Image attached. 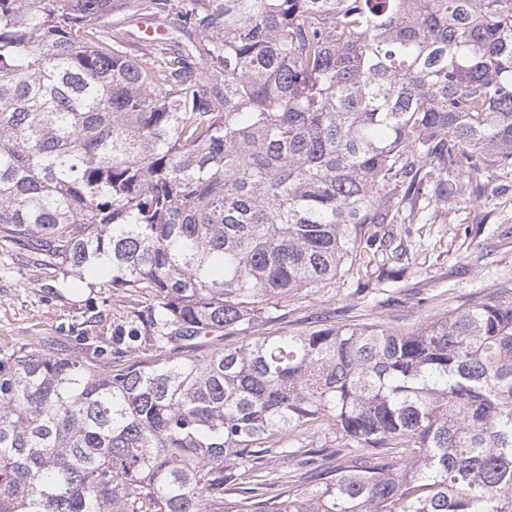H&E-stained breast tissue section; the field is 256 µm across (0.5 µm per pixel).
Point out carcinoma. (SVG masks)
I'll return each instance as SVG.
<instances>
[{"mask_svg":"<svg viewBox=\"0 0 512 512\" xmlns=\"http://www.w3.org/2000/svg\"><path fill=\"white\" fill-rule=\"evenodd\" d=\"M509 174L512 0H0V248L152 298L0 357V512H512V301L262 332ZM336 434L318 435L314 438L313 447L303 448V451H312L313 453L300 458L313 457L315 465H320L321 468H344L351 465V457L349 456L347 448H336ZM322 447V448H321ZM269 448L263 460L260 461L263 466H266L268 469L276 470V471H288V467L290 469H298V475L294 478V482L290 483L294 488L298 487L300 490L306 491V489H314L317 487L318 481H312L305 478L306 475H301L306 471L307 468L299 469L300 466L296 465V462L288 463L287 459H283L281 455L278 454L280 451L279 444H271L267 447Z\"/></svg>","mask_w":512,"mask_h":512,"instance_id":"obj_1","label":"carcinoma"}]
</instances>
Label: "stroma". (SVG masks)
<instances>
[{
    "label": "stroma",
    "mask_w": 512,
    "mask_h": 512,
    "mask_svg": "<svg viewBox=\"0 0 512 512\" xmlns=\"http://www.w3.org/2000/svg\"><path fill=\"white\" fill-rule=\"evenodd\" d=\"M500 185L497 196L464 205L446 223L395 225V241L407 250L395 273L380 263L341 273L330 287L289 299L287 316L266 332L297 335L318 322H385L406 332L479 296L512 300V176ZM130 310L113 300L104 279L66 284L55 267L33 264L19 250L0 251V348L45 345L72 353L81 330L124 326Z\"/></svg>",
    "instance_id": "1"
}]
</instances>
